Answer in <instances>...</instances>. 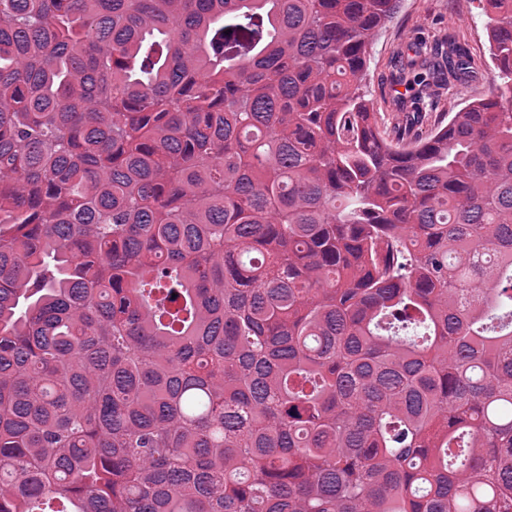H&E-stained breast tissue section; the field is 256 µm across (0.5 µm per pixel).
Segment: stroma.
Wrapping results in <instances>:
<instances>
[{
    "mask_svg": "<svg viewBox=\"0 0 512 512\" xmlns=\"http://www.w3.org/2000/svg\"><path fill=\"white\" fill-rule=\"evenodd\" d=\"M400 10L380 31L369 49V72L364 91L379 113L390 137L401 130L426 135L432 126L457 111L468 99L491 96L494 73L485 31L486 18L475 0H400ZM454 40L472 61V73L464 81L440 89L438 101L427 107L423 122L406 120L404 87L395 85L393 76L401 57L410 47L433 48Z\"/></svg>",
    "mask_w": 512,
    "mask_h": 512,
    "instance_id": "35a3bbf8",
    "label": "stroma"
}]
</instances>
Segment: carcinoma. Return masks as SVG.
Here are the masks:
<instances>
[{"label":"carcinoma","instance_id":"cac0c4a2","mask_svg":"<svg viewBox=\"0 0 512 512\" xmlns=\"http://www.w3.org/2000/svg\"><path fill=\"white\" fill-rule=\"evenodd\" d=\"M479 2L499 96L394 141L360 87L399 0H0V512H512Z\"/></svg>","mask_w":512,"mask_h":512}]
</instances>
